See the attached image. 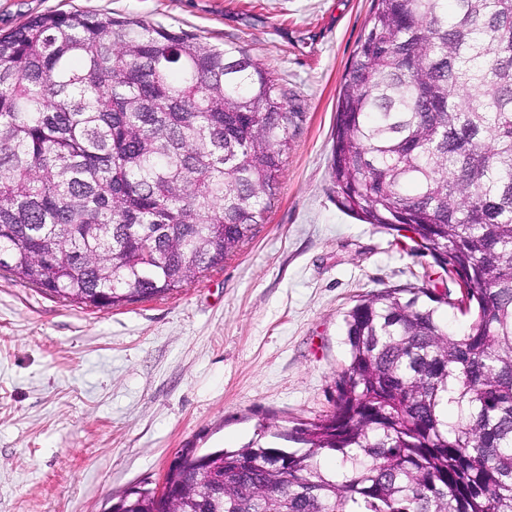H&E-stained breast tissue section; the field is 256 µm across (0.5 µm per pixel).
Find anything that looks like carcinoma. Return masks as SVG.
<instances>
[{"label": "carcinoma", "mask_w": 512, "mask_h": 512, "mask_svg": "<svg viewBox=\"0 0 512 512\" xmlns=\"http://www.w3.org/2000/svg\"><path fill=\"white\" fill-rule=\"evenodd\" d=\"M290 122L240 45L30 18L0 35V270L102 308L182 288L265 221ZM331 178L343 210L465 276L473 319L448 328L427 271L358 300L333 410L275 434L300 447L216 450L215 490L184 448L173 493L192 512H512V0H372ZM120 498L153 512L139 486Z\"/></svg>", "instance_id": "cac0c4a2"}]
</instances>
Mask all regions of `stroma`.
Segmentation results:
<instances>
[{
	"label": "stroma",
	"instance_id": "35a3bbf8",
	"mask_svg": "<svg viewBox=\"0 0 512 512\" xmlns=\"http://www.w3.org/2000/svg\"><path fill=\"white\" fill-rule=\"evenodd\" d=\"M371 0H0L237 43L286 91L288 154L264 224L182 290L100 309L0 271V512H107L182 449H238L333 408L343 314L431 257L344 212L331 181L341 79Z\"/></svg>",
	"mask_w": 512,
	"mask_h": 512
}]
</instances>
